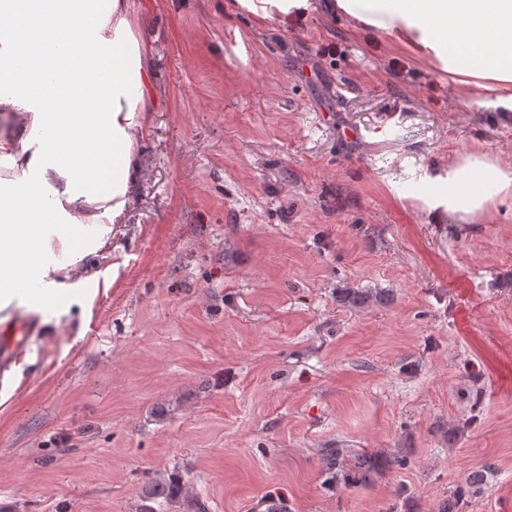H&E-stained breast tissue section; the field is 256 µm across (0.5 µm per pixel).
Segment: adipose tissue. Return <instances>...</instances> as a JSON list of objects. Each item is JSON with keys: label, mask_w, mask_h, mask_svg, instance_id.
Segmentation results:
<instances>
[{"label": "adipose tissue", "mask_w": 512, "mask_h": 512, "mask_svg": "<svg viewBox=\"0 0 512 512\" xmlns=\"http://www.w3.org/2000/svg\"><path fill=\"white\" fill-rule=\"evenodd\" d=\"M387 34L433 51L461 85L512 100V0H383ZM130 0H0V312L68 309L95 291L143 181L136 132L151 98L149 47ZM512 177L469 155L434 197L485 213Z\"/></svg>", "instance_id": "ef3b65f1"}]
</instances>
